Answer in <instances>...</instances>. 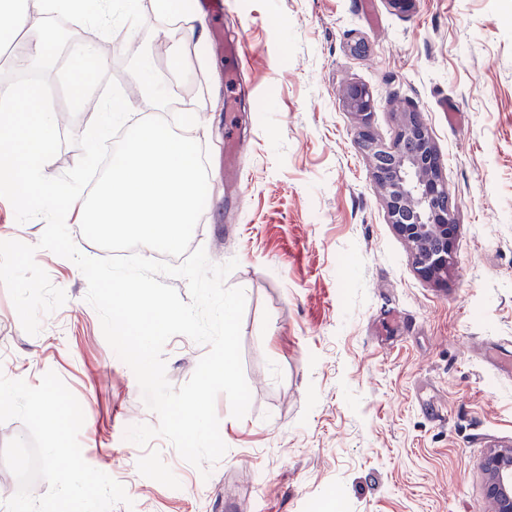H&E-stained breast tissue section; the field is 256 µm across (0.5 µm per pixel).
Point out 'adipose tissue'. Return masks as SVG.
Listing matches in <instances>:
<instances>
[{
  "mask_svg": "<svg viewBox=\"0 0 512 512\" xmlns=\"http://www.w3.org/2000/svg\"><path fill=\"white\" fill-rule=\"evenodd\" d=\"M132 0H0V20L6 33L23 38L25 57L31 62L49 59V47L57 40L55 29L44 28L38 36L28 33L30 16L67 15L73 23L107 29L117 22L137 23Z\"/></svg>",
  "mask_w": 512,
  "mask_h": 512,
  "instance_id": "adipose-tissue-1",
  "label": "adipose tissue"
}]
</instances>
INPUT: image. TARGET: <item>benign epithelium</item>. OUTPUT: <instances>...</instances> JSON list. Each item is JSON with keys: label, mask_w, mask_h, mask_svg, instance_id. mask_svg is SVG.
<instances>
[{"label": "benign epithelium", "mask_w": 512, "mask_h": 512, "mask_svg": "<svg viewBox=\"0 0 512 512\" xmlns=\"http://www.w3.org/2000/svg\"><path fill=\"white\" fill-rule=\"evenodd\" d=\"M345 104L359 120L356 141L383 192L388 223L408 244L417 273L435 286L448 285L460 224L429 129L419 113L403 112L394 138L386 143L369 122L375 102L368 88L348 87ZM481 468L493 512H512V445L488 449Z\"/></svg>", "instance_id": "obj_1"}]
</instances>
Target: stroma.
<instances>
[{
    "instance_id": "1",
    "label": "stroma",
    "mask_w": 512,
    "mask_h": 512,
    "mask_svg": "<svg viewBox=\"0 0 512 512\" xmlns=\"http://www.w3.org/2000/svg\"><path fill=\"white\" fill-rule=\"evenodd\" d=\"M234 0L224 31H243L247 59L234 112L212 23L188 30L203 56L172 66L165 16L117 24L107 59L128 92L131 121L151 117L132 75L150 64L185 103L189 137L209 152V260H237L247 414L216 413L227 446L199 470L163 438L141 448L130 426H157L136 377L105 340L87 281L39 248L40 219L18 223L0 198V241L36 246V263L66 294L27 334L0 284V374L38 386L54 371L80 402L85 461L122 484L113 512H488L481 459L512 444V0ZM367 87L371 125L391 139L413 105L443 158L462 224L456 265L439 288L414 270L387 222L381 192L344 103ZM243 144L242 189L224 183V136ZM209 347L183 335L163 348L173 387Z\"/></svg>"
}]
</instances>
